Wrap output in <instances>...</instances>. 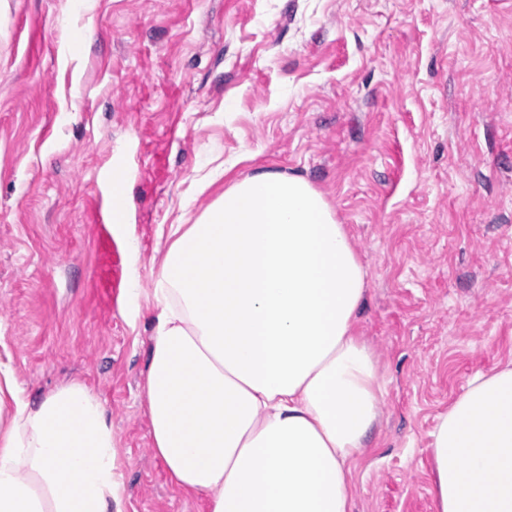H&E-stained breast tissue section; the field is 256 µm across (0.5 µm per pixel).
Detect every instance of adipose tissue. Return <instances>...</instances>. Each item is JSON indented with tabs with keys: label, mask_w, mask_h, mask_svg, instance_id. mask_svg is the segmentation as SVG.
<instances>
[{
	"label": "adipose tissue",
	"mask_w": 512,
	"mask_h": 512,
	"mask_svg": "<svg viewBox=\"0 0 512 512\" xmlns=\"http://www.w3.org/2000/svg\"><path fill=\"white\" fill-rule=\"evenodd\" d=\"M147 365L154 449L211 512H352L379 420L355 334L366 270L324 194L260 172L173 225ZM0 512H121L112 425L82 382L30 403L0 370ZM436 512H512V360L476 374L432 432Z\"/></svg>",
	"instance_id": "1"
}]
</instances>
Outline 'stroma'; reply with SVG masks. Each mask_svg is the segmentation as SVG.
<instances>
[{"label":"stroma","mask_w":512,"mask_h":512,"mask_svg":"<svg viewBox=\"0 0 512 512\" xmlns=\"http://www.w3.org/2000/svg\"><path fill=\"white\" fill-rule=\"evenodd\" d=\"M262 171L322 191L367 271L384 394L354 512H434L439 416L512 359V0H0V365L28 400L100 399L123 512H207L153 448L150 293L172 225Z\"/></svg>","instance_id":"35a3bbf8"}]
</instances>
